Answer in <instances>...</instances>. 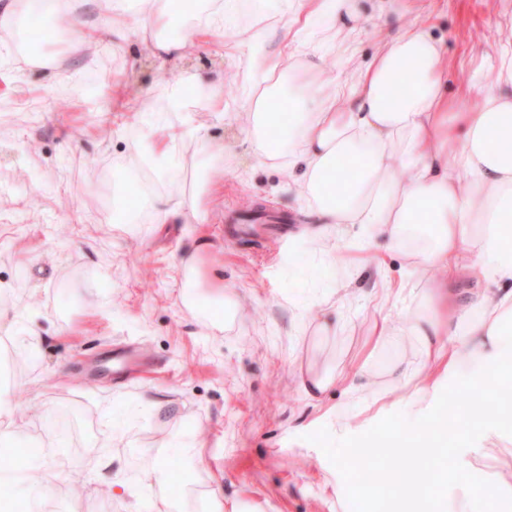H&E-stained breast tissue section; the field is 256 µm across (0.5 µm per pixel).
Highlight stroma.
Segmentation results:
<instances>
[{
	"mask_svg": "<svg viewBox=\"0 0 512 512\" xmlns=\"http://www.w3.org/2000/svg\"><path fill=\"white\" fill-rule=\"evenodd\" d=\"M72 24L45 19L56 40L44 41L46 63L14 59L15 35L0 29V399L11 408L20 456L26 444L48 446L45 460L29 459L31 483L12 491L19 512H36L35 482L44 464L62 478L49 500L52 512H152L155 498L180 499L188 512H205L210 492L244 512H390L391 497L359 498L354 468L395 469L388 430L406 432L405 404L391 391L387 369L397 360L421 366L422 346L395 331L367 364L358 356L373 310L343 309L335 335L319 330V298L335 287L321 246L338 227H316L319 246L300 243L311 226L308 205L284 189L278 168L260 163L242 145L236 113L254 91L246 53L220 57L203 45L181 59L148 52L151 29H138L122 49L108 41L70 52L83 31L102 27L103 0H72ZM345 26L364 31L347 53L320 41L295 45L301 63L316 64L332 81L351 65H366L379 45L409 22L442 40L451 66L448 95L457 110L473 102L464 87L497 64L501 34L512 25V0H357ZM200 74L224 88V115L204 95L190 98L200 139L180 149L170 179L156 190L180 206L175 220L136 216L113 223L112 207L127 143L143 132L148 114L164 112L166 136L181 117L165 112L169 91ZM224 148V166L212 179L224 199L197 225L193 200L211 146ZM198 284L184 290L181 261L196 232ZM408 262L377 242L363 267L349 270L358 299L398 279ZM235 293L240 309L222 328L212 289ZM34 336L37 358L26 361L21 339ZM357 373L355 388L303 390V372ZM379 393L388 413L366 421L365 398ZM336 407L344 433L323 420ZM202 445L205 471L187 481L172 447ZM441 467L422 464L427 487L456 499L458 470L477 454L468 439H447ZM171 479L150 484L159 459ZM111 461L112 472L138 491L135 502L113 499L105 483L87 475Z\"/></svg>",
	"mask_w": 512,
	"mask_h": 512,
	"instance_id": "stroma-1",
	"label": "stroma"
}]
</instances>
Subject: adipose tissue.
<instances>
[{"mask_svg":"<svg viewBox=\"0 0 512 512\" xmlns=\"http://www.w3.org/2000/svg\"><path fill=\"white\" fill-rule=\"evenodd\" d=\"M145 14L132 17L125 0H111L103 33H82L72 44L84 51L107 36L121 48L132 26L152 27L153 54L184 57L196 42L219 30L230 32L231 51L248 50L258 94L244 107L245 142L264 162L290 177L291 189L309 201L316 223L339 225L334 247L324 252L328 269L350 263L353 243L376 237L407 254L411 274L422 265L437 268L422 307L406 310L398 325L418 336L423 374L409 365H392L390 383L402 391L408 415L430 416L437 405L463 400L471 388L496 378L512 380V36L498 44L495 88L470 85V112L456 110L448 98V57L440 40L423 26L403 28L384 42L373 60L357 69L351 82L323 85L317 66L302 73L313 86L302 94L291 85L295 69L288 45L301 42L317 18L354 14V0H262L266 11L285 17L282 49L269 53L261 23H239L246 0H199L193 28L169 36L170 9L157 0H140ZM287 101L290 114L281 149H273L269 129L280 126L273 103ZM200 130L183 119L178 137L146 131L132 139L127 162L149 168L164 180L181 143L199 139ZM482 283L469 298L448 291L461 273ZM405 281L387 282L372 304L379 315L369 335L377 345L389 334L387 308L407 301ZM481 460L459 471L462 512L482 504H512V459L499 448L500 422L469 414ZM391 453L399 476L388 483L392 512H419L423 494L420 462L438 465L443 451L426 431L394 436Z\"/></svg>","mask_w":512,"mask_h":512,"instance_id":"1","label":"adipose tissue"}]
</instances>
